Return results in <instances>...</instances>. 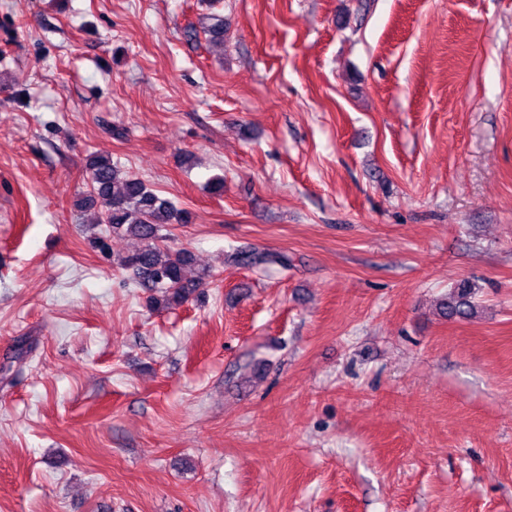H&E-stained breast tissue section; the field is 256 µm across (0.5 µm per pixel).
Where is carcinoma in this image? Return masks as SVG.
Here are the masks:
<instances>
[{"label": "carcinoma", "instance_id": "1", "mask_svg": "<svg viewBox=\"0 0 512 512\" xmlns=\"http://www.w3.org/2000/svg\"><path fill=\"white\" fill-rule=\"evenodd\" d=\"M226 23L224 16L213 14L204 28L211 44H224ZM90 185L88 193L76 200L83 211L99 205L104 212L96 223L106 224L115 234L124 233L141 242L132 254L118 260V265L131 272L132 277L153 291L150 298L155 309H168L187 300L194 288L203 284L205 277L187 278L186 270L192 262L187 251L171 252L156 245L161 231L169 224H187L190 214L175 203L151 189L139 178L128 176L108 156L96 154L86 164ZM233 261L248 266L277 264L288 269V256L260 250L234 254ZM439 313L448 319H469L476 315V288L468 279L459 280L448 297L440 300Z\"/></svg>", "mask_w": 512, "mask_h": 512}]
</instances>
